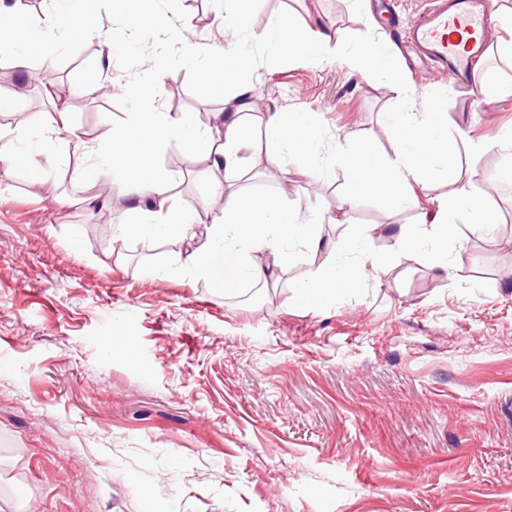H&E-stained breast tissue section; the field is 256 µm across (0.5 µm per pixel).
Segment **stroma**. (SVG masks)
<instances>
[{"mask_svg": "<svg viewBox=\"0 0 512 512\" xmlns=\"http://www.w3.org/2000/svg\"><path fill=\"white\" fill-rule=\"evenodd\" d=\"M373 22L396 49L411 93L375 86L342 58L271 53L270 20L283 12L315 18L359 45L360 6L376 0H258L241 42L254 58L246 80L254 114H308L322 150L371 141L390 151L385 113L429 102L449 133L465 129L490 148L465 168L508 227L496 243L460 223L461 258L438 269L433 256L400 257L393 235L416 212H389L378 197L346 202L334 166L321 175L289 157L266 169L244 151L247 192L286 196L319 215L345 204L349 221L325 236L364 240L398 261L401 275L362 280L352 294L308 304L296 271L298 248L275 271L264 300L254 282L231 292L216 271L185 268L175 229L121 242L101 235L124 199L91 197L112 170L79 178L66 133L39 160L40 177L13 164L17 141L0 140V512H512V182L497 181L502 157L491 143L512 126V64L485 53L469 87L416 72L402 40L419 0H397ZM226 0H167L172 26L206 47L223 45ZM112 70L102 74L98 39L59 37L31 53L16 79L0 72L18 112L53 120L68 108L83 139L142 109L131 65L163 46L171 28L128 30L115 0H98ZM207 59L169 57L155 104L210 125L223 108L201 82ZM499 93H491L487 75ZM66 95L54 103L46 79ZM107 79L112 92H90ZM177 171L173 192L206 211L211 183L186 178L194 162L182 141L156 160Z\"/></svg>", "mask_w": 512, "mask_h": 512, "instance_id": "35a3bbf8", "label": "stroma"}]
</instances>
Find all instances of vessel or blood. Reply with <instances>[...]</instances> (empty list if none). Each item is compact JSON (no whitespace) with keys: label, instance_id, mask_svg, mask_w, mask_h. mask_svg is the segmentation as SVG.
<instances>
[{"label":"vessel or blood","instance_id":"vessel-or-blood-1","mask_svg":"<svg viewBox=\"0 0 512 512\" xmlns=\"http://www.w3.org/2000/svg\"><path fill=\"white\" fill-rule=\"evenodd\" d=\"M490 17L486 0H426L405 38L438 74L460 82L472 75L484 54Z\"/></svg>","mask_w":512,"mask_h":512}]
</instances>
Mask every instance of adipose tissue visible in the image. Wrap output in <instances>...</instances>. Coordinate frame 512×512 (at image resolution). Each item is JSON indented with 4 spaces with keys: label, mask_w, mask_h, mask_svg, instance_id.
<instances>
[{
    "label": "adipose tissue",
    "mask_w": 512,
    "mask_h": 512,
    "mask_svg": "<svg viewBox=\"0 0 512 512\" xmlns=\"http://www.w3.org/2000/svg\"><path fill=\"white\" fill-rule=\"evenodd\" d=\"M83 2L51 0V11L40 19L19 2L1 9L0 55L8 56L11 68L23 75L30 68L32 52L41 49L57 32L70 37H101L100 19L85 11ZM271 29L277 37V53L343 55L351 69L370 71L381 86L403 96L409 92L405 77L391 62L390 48L377 41L373 32H366L360 50L347 56L340 32L322 30L311 22L300 24L285 14L272 19ZM19 42L28 44L29 53L12 54V46ZM252 66V56L235 42L212 54L206 77L213 88L225 92L224 108L216 114L214 125L196 126L190 114L178 115L150 106L127 113L119 127L97 139L79 141L76 167L80 176L90 178L111 167L121 171L124 181L132 185V198L122 210V221L115 226L117 240L140 237L169 224L178 226L187 244L183 265L204 269L213 260H221L228 291L243 280L265 282L268 269L280 266L291 246L299 245L322 258L320 266H303L298 274L299 293L308 302L353 288L368 269L377 275H393L396 267L390 259L355 243L345 247L323 239L317 231L320 217L277 197L242 192L241 155L251 143V131L249 87L241 76ZM263 126L262 159L266 168L282 169L289 154L304 152L312 170H322L321 138L312 123L288 118L282 112H268ZM69 127L68 113L60 112L48 127L37 120L14 127L0 125V139L28 142L30 148L21 158L33 167L40 148ZM382 131L392 144L390 154L379 156L368 147L345 144L337 146L332 164L344 172L350 195H376L392 210L416 209L415 223L400 225L395 235L402 253L429 250L434 256L447 257L448 233L461 216L467 217L472 233L480 235L489 230V199L476 181L463 182L427 208L419 205L412 189L413 184L448 177L456 169L457 145L465 141V131L449 135L445 117L435 107L387 113ZM182 135L206 171L224 175L223 181L212 186L207 216L203 218L208 222L207 238L200 244L195 241L193 228L203 219L191 206L176 202L171 177L152 164L170 139ZM346 248L354 253V262L342 258Z\"/></svg>",
    "instance_id": "1"
}]
</instances>
